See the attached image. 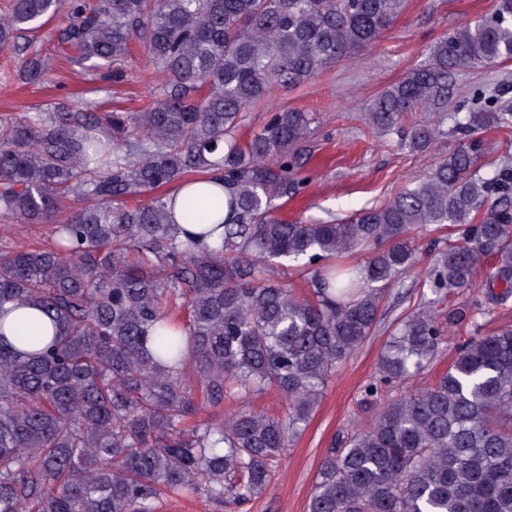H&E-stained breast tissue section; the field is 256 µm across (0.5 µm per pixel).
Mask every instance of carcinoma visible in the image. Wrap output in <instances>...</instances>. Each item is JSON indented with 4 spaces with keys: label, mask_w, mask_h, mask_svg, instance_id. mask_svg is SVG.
Returning <instances> with one entry per match:
<instances>
[{
    "label": "carcinoma",
    "mask_w": 512,
    "mask_h": 512,
    "mask_svg": "<svg viewBox=\"0 0 512 512\" xmlns=\"http://www.w3.org/2000/svg\"><path fill=\"white\" fill-rule=\"evenodd\" d=\"M404 0H70L62 43L94 70L123 78L131 45L168 75L140 112L53 103L0 115V223L71 215L45 246L0 243V318L8 304L54 323L28 352L0 327V512H154L169 493L239 505L262 492L305 429L336 368L369 340L385 292L416 263L415 232L455 228L423 277L435 293L470 287L481 259L489 283L512 288V165L477 176L481 134L512 107L468 112L471 139L424 181L381 208L333 223L274 215L300 192L302 144L316 113H271L250 139L246 112L341 60L355 61ZM60 0H14L0 49L57 12ZM512 60V0L455 28L426 59L361 111L378 134L413 115L446 112L457 72ZM439 121L413 123L427 148ZM221 174L225 195L181 184ZM226 206L221 239L180 235ZM362 265L348 257L368 247ZM313 271L310 293L275 275ZM478 310L448 312L468 328L434 384L380 406L321 462L308 512H512V326L484 331ZM440 314L422 300L391 332L381 385L423 372L439 355ZM276 389L284 418L249 408ZM243 409L189 424L196 396Z\"/></svg>",
    "instance_id": "carcinoma-1"
}]
</instances>
